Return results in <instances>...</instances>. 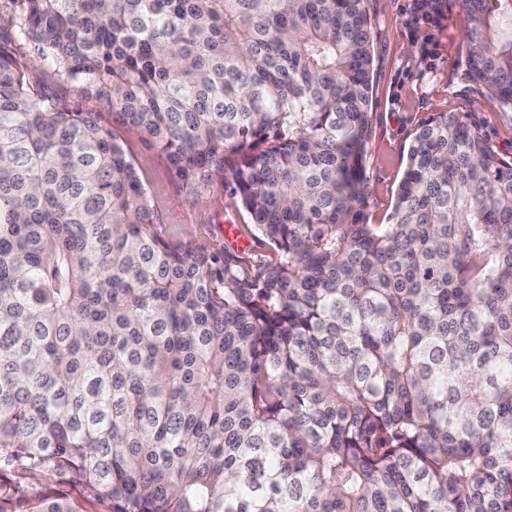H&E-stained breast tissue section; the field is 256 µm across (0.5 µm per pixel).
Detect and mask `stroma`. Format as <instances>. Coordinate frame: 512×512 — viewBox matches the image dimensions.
<instances>
[{
    "label": "stroma",
    "instance_id": "obj_1",
    "mask_svg": "<svg viewBox=\"0 0 512 512\" xmlns=\"http://www.w3.org/2000/svg\"><path fill=\"white\" fill-rule=\"evenodd\" d=\"M441 5L442 16L432 24L421 16L417 0H367L374 61L365 175L366 215L372 224L392 222L408 147L417 129L435 113H459L499 156L512 160V108L466 75L460 0H441ZM16 55L34 91L100 113L121 139L154 208L159 235L175 243H205L214 249H258L249 215L223 184H214L200 200H192L166 156L145 135L114 122L104 102L76 97L72 89L59 85L50 68L32 64L30 48L19 47ZM21 485L31 496L68 497L80 512H112L110 501L88 498L69 481L25 478Z\"/></svg>",
    "mask_w": 512,
    "mask_h": 512
}]
</instances>
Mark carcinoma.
Wrapping results in <instances>:
<instances>
[{"label":"carcinoma","mask_w":512,"mask_h":512,"mask_svg":"<svg viewBox=\"0 0 512 512\" xmlns=\"http://www.w3.org/2000/svg\"><path fill=\"white\" fill-rule=\"evenodd\" d=\"M0 34V512L44 475L112 512H512V161L454 112L365 220L366 0H13ZM465 70L512 107V0H462ZM270 255L155 231L101 121Z\"/></svg>","instance_id":"cac0c4a2"}]
</instances>
